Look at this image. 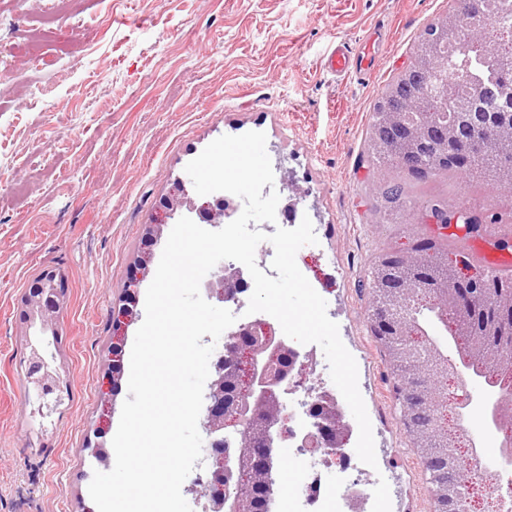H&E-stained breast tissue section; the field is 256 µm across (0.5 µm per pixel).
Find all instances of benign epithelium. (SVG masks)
<instances>
[{
    "mask_svg": "<svg viewBox=\"0 0 512 512\" xmlns=\"http://www.w3.org/2000/svg\"><path fill=\"white\" fill-rule=\"evenodd\" d=\"M427 92L448 103L451 92L448 75L429 85ZM384 120L415 133L428 125L424 116L412 112H387ZM441 142L444 153L451 157L465 156L474 163L482 158L483 148L478 141L458 138L453 119L448 120ZM159 209L161 218L147 225L142 256L126 283L122 304L113 314V341L108 354L109 391L104 399L105 409L93 427L94 442L89 444L99 462L109 458L106 436L110 430L111 396L116 393L123 369L121 343L126 328L138 316V285L148 273L152 247L161 240L168 221L184 210L213 227L235 215L224 207V197L216 196L200 203L189 196L181 182L177 183L175 193L160 201ZM406 260L407 256L393 252L376 266L372 279L371 332L378 338L398 337L395 354L406 370L441 376V384L434 393V409L447 412L448 419L435 414L430 417L428 432L433 444L429 453L439 457L450 449L453 460L470 463L464 473L468 496L463 512H497L496 500L483 495L482 490L494 486L502 473L512 470V435L503 434L505 420L501 416L502 409L512 404V390L493 389V377L472 370L469 358L444 355L433 337L420 332L417 317L420 298L426 294L446 314L453 308L464 309L473 289L492 288L494 282L486 272L473 269L463 257L454 256L448 258V282L435 288L428 289L416 279L403 280L395 286L380 284L382 268L399 267ZM243 282L241 268L221 261L209 272L203 288L208 299L224 304L239 301ZM64 288L62 277L46 271L21 303V319L26 329L33 330L24 334L30 349L27 379L45 403L53 395L60 376L41 354V344L49 334L58 336L57 320ZM286 351L290 361L288 366L281 367L278 359ZM310 366L308 358L288 348L272 322L245 325L226 335L222 354L212 361L206 394L208 405L201 418V427L213 444L215 479L202 487L212 512H258L257 490L262 486L267 487L266 502H271L274 488L270 454L278 447L288 423V413L278 392L286 378L301 380ZM472 380L483 385L482 393L476 398L465 390L466 383ZM318 398L322 402L310 404L307 410L312 430L302 442V447L312 453L336 447L349 433L345 414L336 408L335 398L327 393ZM474 414L483 423L480 434L466 428ZM229 431L239 435L236 448L224 447V433ZM487 436L497 438L498 454L491 462L482 464L483 442Z\"/></svg>",
    "mask_w": 512,
    "mask_h": 512,
    "instance_id": "obj_1",
    "label": "benign epithelium"
}]
</instances>
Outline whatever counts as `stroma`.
<instances>
[{"label":"stroma","mask_w":512,"mask_h":512,"mask_svg":"<svg viewBox=\"0 0 512 512\" xmlns=\"http://www.w3.org/2000/svg\"><path fill=\"white\" fill-rule=\"evenodd\" d=\"M451 0H0V512H82L97 471L86 443L106 389L105 354L147 224L185 171L223 135L261 131L274 188L305 190L317 228L297 255L326 290L327 314L354 356L377 468L330 469L335 495L386 479L392 512H433L420 451L401 423L393 369L368 323L376 258L409 251L417 217L390 222L365 166L373 104ZM389 32L368 79L336 80L331 45L358 50ZM476 212L512 219V195L475 183ZM67 285L64 380L43 404L25 380L20 299L34 277Z\"/></svg>","instance_id":"1"}]
</instances>
